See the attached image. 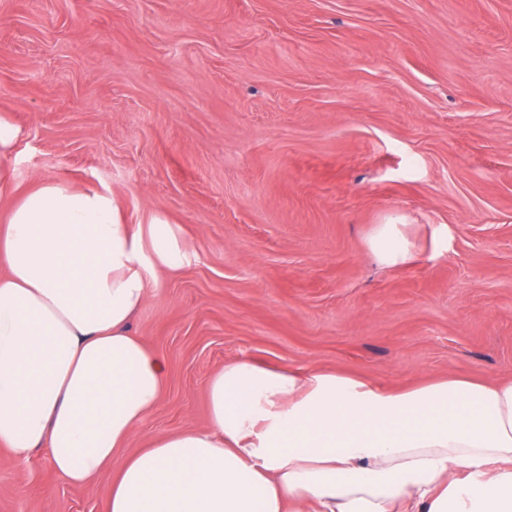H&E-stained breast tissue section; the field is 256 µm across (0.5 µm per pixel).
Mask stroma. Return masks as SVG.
<instances>
[{
  "label": "stroma",
  "mask_w": 512,
  "mask_h": 512,
  "mask_svg": "<svg viewBox=\"0 0 512 512\" xmlns=\"http://www.w3.org/2000/svg\"><path fill=\"white\" fill-rule=\"evenodd\" d=\"M0 221L43 179L191 253L132 330L167 362L131 449L205 427L225 363L410 388L512 379V0H0ZM401 219L414 253L369 242ZM0 448V512H106ZM24 136L23 129L8 116L0 115V193L13 185L14 173L9 159ZM399 224H381L371 240L380 261L388 266H403L413 259L409 243L398 228Z\"/></svg>",
  "instance_id": "stroma-1"
}]
</instances>
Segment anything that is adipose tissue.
<instances>
[{
  "label": "adipose tissue",
  "instance_id": "obj_1",
  "mask_svg": "<svg viewBox=\"0 0 512 512\" xmlns=\"http://www.w3.org/2000/svg\"><path fill=\"white\" fill-rule=\"evenodd\" d=\"M380 261L413 259L397 225ZM187 261L172 224L46 179L0 228V446L49 451L73 485L112 470L106 512H512V379L403 390L240 359L205 382L209 424L125 449L166 366L131 330L156 269Z\"/></svg>",
  "mask_w": 512,
  "mask_h": 512
}]
</instances>
